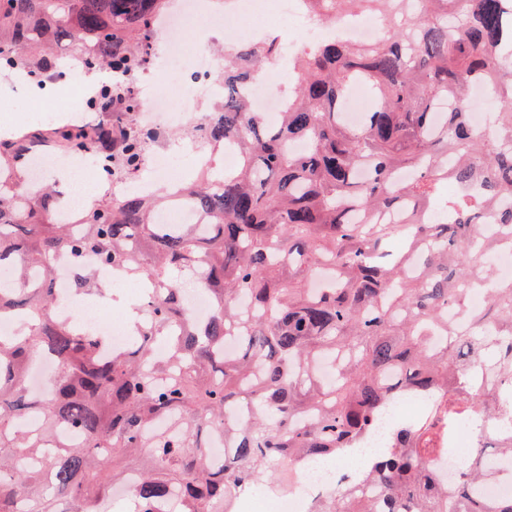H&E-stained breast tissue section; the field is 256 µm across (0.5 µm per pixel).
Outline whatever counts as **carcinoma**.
Wrapping results in <instances>:
<instances>
[{
	"label": "carcinoma",
	"instance_id": "cac0c4a2",
	"mask_svg": "<svg viewBox=\"0 0 512 512\" xmlns=\"http://www.w3.org/2000/svg\"><path fill=\"white\" fill-rule=\"evenodd\" d=\"M172 0H0V70L53 78L56 57L79 50L107 67L89 109L109 119L0 140V317L25 329L0 337V512H90L94 496L135 473L134 512L162 500L178 512H226L244 486L288 483L285 462L332 459L372 431L396 398L434 400L392 430L365 466L366 498L342 487L312 512H512L477 487L499 478L479 448L444 483L430 458L448 450L465 418L512 400V280L492 282L489 252L512 249V0H306L326 22L352 11L393 16L368 45L321 39L293 68L281 120L250 108L245 91L278 37L224 53V106L201 126L213 146L236 140L231 174L200 169L175 198L113 193L52 224L64 207L11 168L34 143L62 140L93 153L105 175L137 172L162 134L137 124L129 80L153 61L156 20ZM375 107L358 125L340 112L354 81ZM493 88L494 133L471 122L468 94ZM187 200L205 224H159L164 202ZM403 211L406 224L382 215ZM440 214L436 223L430 215ZM495 222L487 233L485 221ZM79 267L74 296L102 292L90 264L151 284L133 341L103 356L106 338L57 316L50 275L61 257ZM200 273L213 314L187 315L183 282ZM473 290L489 294L477 312ZM236 345L228 355L226 343ZM61 367L42 396L25 385L30 362ZM330 361L326 383L315 363ZM244 413L240 420L229 412ZM40 419L37 434L21 419ZM69 428L81 447L61 440ZM233 448L217 466L208 442ZM143 450L152 470L122 466Z\"/></svg>",
	"mask_w": 512,
	"mask_h": 512
}]
</instances>
